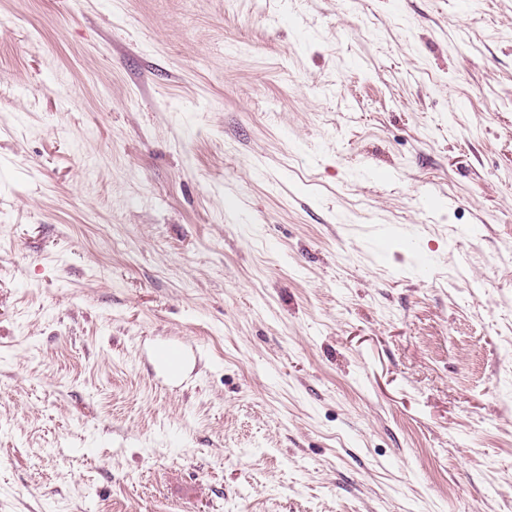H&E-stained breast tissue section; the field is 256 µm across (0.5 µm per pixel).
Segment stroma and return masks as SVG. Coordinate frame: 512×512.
Here are the masks:
<instances>
[{
	"instance_id": "stroma-1",
	"label": "stroma",
	"mask_w": 512,
	"mask_h": 512,
	"mask_svg": "<svg viewBox=\"0 0 512 512\" xmlns=\"http://www.w3.org/2000/svg\"><path fill=\"white\" fill-rule=\"evenodd\" d=\"M0 512H512V0H0ZM157 363L171 374H176L186 360V351L179 345H163L156 349Z\"/></svg>"
}]
</instances>
